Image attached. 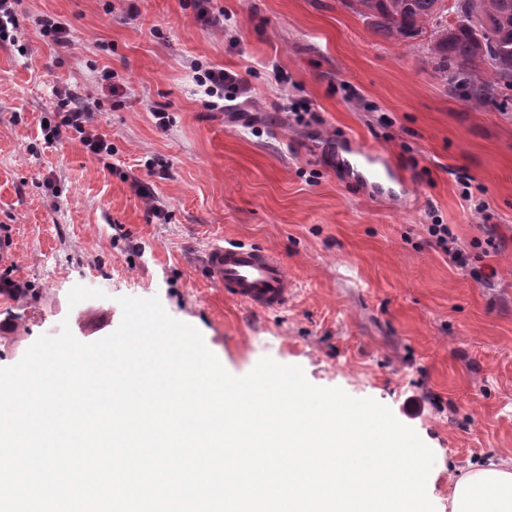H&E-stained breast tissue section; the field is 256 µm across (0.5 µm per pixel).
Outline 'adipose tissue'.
I'll list each match as a JSON object with an SVG mask.
<instances>
[{
    "label": "adipose tissue",
    "instance_id": "ef3b65f1",
    "mask_svg": "<svg viewBox=\"0 0 512 512\" xmlns=\"http://www.w3.org/2000/svg\"><path fill=\"white\" fill-rule=\"evenodd\" d=\"M450 512H512V468L496 464L449 475Z\"/></svg>",
    "mask_w": 512,
    "mask_h": 512
}]
</instances>
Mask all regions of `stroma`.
Listing matches in <instances>:
<instances>
[{
  "label": "stroma",
  "mask_w": 512,
  "mask_h": 512,
  "mask_svg": "<svg viewBox=\"0 0 512 512\" xmlns=\"http://www.w3.org/2000/svg\"><path fill=\"white\" fill-rule=\"evenodd\" d=\"M210 9L233 26L204 24L195 0L17 5L31 52L0 45V236L13 249L0 270L33 294H0V367L50 324L94 342L99 324L119 326V297L156 295L233 375L268 356L388 406L434 451L430 500L449 512V475L512 466V88L471 97L421 40L382 37L342 0ZM39 14L66 24L70 54L34 28ZM196 62L237 72L249 94L206 110ZM106 70L114 89L98 82ZM66 92L95 100L113 168L77 141H44ZM360 143L396 168L383 187L349 165ZM136 179L164 219L147 217ZM429 224L451 226L469 266L430 244ZM226 242L285 259L287 307L257 311L209 283L206 252Z\"/></svg>",
  "instance_id": "35a3bbf8"
}]
</instances>
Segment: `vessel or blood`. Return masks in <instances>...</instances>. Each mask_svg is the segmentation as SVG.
Returning <instances> with one entry per match:
<instances>
[{
  "label": "vessel or blood",
  "instance_id": "obj_1",
  "mask_svg": "<svg viewBox=\"0 0 512 512\" xmlns=\"http://www.w3.org/2000/svg\"><path fill=\"white\" fill-rule=\"evenodd\" d=\"M211 282L244 304L262 310L287 306L292 283L286 262L267 249L245 244L213 245L206 256Z\"/></svg>",
  "mask_w": 512,
  "mask_h": 512
}]
</instances>
